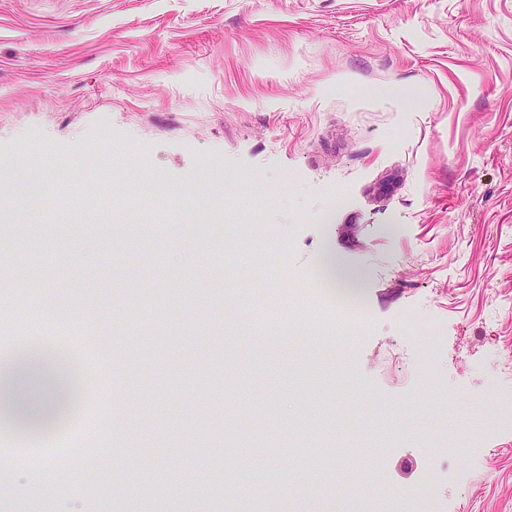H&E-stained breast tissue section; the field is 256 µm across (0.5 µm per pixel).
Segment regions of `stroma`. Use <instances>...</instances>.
Returning a JSON list of instances; mask_svg holds the SVG:
<instances>
[{"mask_svg":"<svg viewBox=\"0 0 512 512\" xmlns=\"http://www.w3.org/2000/svg\"><path fill=\"white\" fill-rule=\"evenodd\" d=\"M22 167L76 206L111 172L139 232L43 237ZM328 241L353 305L315 278ZM37 265L24 304L107 332L101 449L166 451L96 512H179L201 464L226 512L243 448L291 478L266 512H404L385 488L425 481L512 512V0H0V278ZM409 310L443 326L438 387ZM447 407L486 445L443 471ZM339 443L368 494L325 495Z\"/></svg>","mask_w":512,"mask_h":512,"instance_id":"stroma-1","label":"stroma"}]
</instances>
